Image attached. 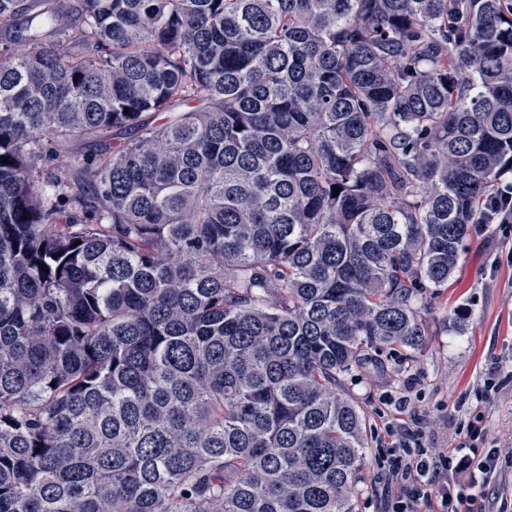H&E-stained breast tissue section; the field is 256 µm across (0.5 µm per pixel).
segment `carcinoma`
<instances>
[{
  "label": "carcinoma",
  "instance_id": "cac0c4a2",
  "mask_svg": "<svg viewBox=\"0 0 512 512\" xmlns=\"http://www.w3.org/2000/svg\"><path fill=\"white\" fill-rule=\"evenodd\" d=\"M2 32L0 512H354L342 381L423 349L512 173V0H0Z\"/></svg>",
  "mask_w": 512,
  "mask_h": 512
}]
</instances>
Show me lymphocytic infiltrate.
Returning <instances> with one entry per match:
<instances>
[{
    "label": "lymphocytic infiltrate",
    "mask_w": 512,
    "mask_h": 512,
    "mask_svg": "<svg viewBox=\"0 0 512 512\" xmlns=\"http://www.w3.org/2000/svg\"><path fill=\"white\" fill-rule=\"evenodd\" d=\"M386 449L381 465L387 471L391 488L389 512H426L439 502L442 512H474L477 491L484 487L499 464L494 449L471 446L439 450L411 447L407 428L391 423L385 426ZM468 472L467 481L455 484L452 476Z\"/></svg>",
    "instance_id": "obj_1"
}]
</instances>
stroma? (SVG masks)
Listing matches in <instances>:
<instances>
[{"label": "stroma", "mask_w": 512, "mask_h": 512, "mask_svg": "<svg viewBox=\"0 0 512 512\" xmlns=\"http://www.w3.org/2000/svg\"><path fill=\"white\" fill-rule=\"evenodd\" d=\"M429 336L413 360L373 356L345 382L369 430L393 421L419 433L425 448L468 446V424L482 445L512 453V235L476 224L447 287L427 293ZM498 387L484 394L483 382ZM356 512H385L386 482L376 442L354 491Z\"/></svg>", "instance_id": "1"}]
</instances>
